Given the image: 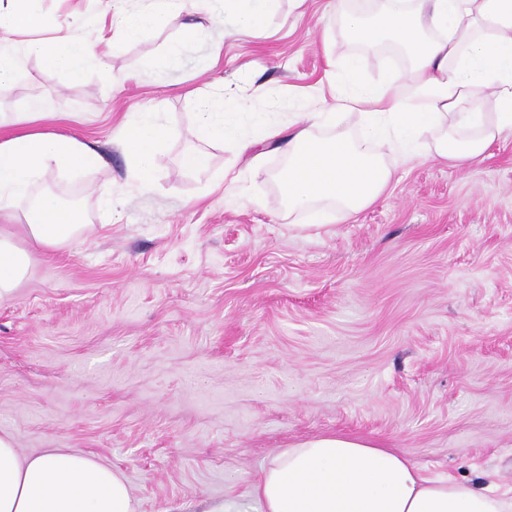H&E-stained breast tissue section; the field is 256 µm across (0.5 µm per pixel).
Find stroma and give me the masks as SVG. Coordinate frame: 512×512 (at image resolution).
<instances>
[{
    "label": "stroma",
    "instance_id": "obj_1",
    "mask_svg": "<svg viewBox=\"0 0 512 512\" xmlns=\"http://www.w3.org/2000/svg\"><path fill=\"white\" fill-rule=\"evenodd\" d=\"M336 8L282 0L259 36L204 21L174 71L160 60L180 33L161 26L106 50L84 81L32 58L0 89V120L50 99L60 117L43 130L102 157L42 183L86 212L77 242L48 252L11 227L31 265L0 298V433L22 454L94 455L125 474L137 512H258L261 466L336 432L401 449L428 475L512 485V140L468 168L387 158L376 203L310 227L274 179L281 151L253 168L191 134L198 101L219 91L244 98L246 134L257 113L284 124L320 110L351 55L377 84L392 59L354 42ZM38 9L94 41L112 0ZM150 104L169 137L144 190L118 132ZM195 148L207 165L189 172ZM103 192L119 202L108 221Z\"/></svg>",
    "mask_w": 512,
    "mask_h": 512
}]
</instances>
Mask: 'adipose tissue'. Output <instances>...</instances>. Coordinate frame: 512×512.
I'll use <instances>...</instances> for the list:
<instances>
[{"label": "adipose tissue", "mask_w": 512, "mask_h": 512, "mask_svg": "<svg viewBox=\"0 0 512 512\" xmlns=\"http://www.w3.org/2000/svg\"><path fill=\"white\" fill-rule=\"evenodd\" d=\"M0 7V85L23 72L34 57L68 80H83L99 61L95 42L70 34L38 14L34 0H6ZM113 11V33L132 41L165 22L182 39L164 53L177 67L200 17L223 11L239 30L257 33L277 13L280 0H133ZM374 18L340 13L356 40H389L410 60L375 86L363 80L353 55L336 73L330 111L296 113L295 131L265 119L252 135L241 133L240 109L223 100L200 104L194 137L228 142L259 165L264 146L284 151L278 173L289 210L325 221V204L353 220L386 190V155L406 161L443 159L464 168L482 161L489 146L512 138V0H381ZM46 30L43 38L31 29ZM46 101L31 99L16 129L0 132V220L20 224L47 250L80 236L89 220L37 181L55 172L97 167L98 151L76 136L31 130L48 115ZM327 136H315L317 128ZM168 137L159 106L132 113L120 144L141 187H149L157 152ZM30 255L0 230V298L28 275ZM261 512H512V487H476L454 478L424 475L395 448L342 434L312 438L281 449L260 470L250 490ZM0 512H136L124 474L92 456L65 448L21 455L11 435L0 433Z\"/></svg>", "instance_id": "obj_1"}]
</instances>
